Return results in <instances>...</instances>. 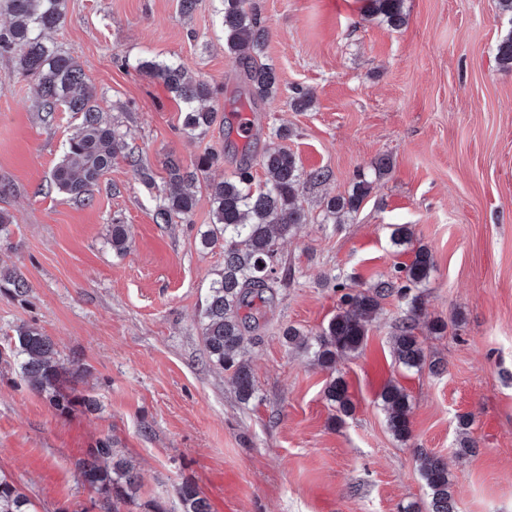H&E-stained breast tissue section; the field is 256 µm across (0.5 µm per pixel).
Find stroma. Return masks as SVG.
<instances>
[{"label":"stroma","mask_w":512,"mask_h":512,"mask_svg":"<svg viewBox=\"0 0 512 512\" xmlns=\"http://www.w3.org/2000/svg\"><path fill=\"white\" fill-rule=\"evenodd\" d=\"M252 2L278 76L276 96L257 105L224 46L219 0H197L187 16L180 0H66L49 38L81 64L129 150L88 204L49 187L78 115L59 112L45 125L31 81L0 59V213L11 218L0 269L29 284L19 298L0 288V339L39 327L64 358L83 360L89 374L77 391L99 403L60 414L0 357V475L38 512H99L102 497L78 466L109 437L140 473L141 500L170 510L189 481L212 512H399L407 503L428 512L414 459L425 448L448 462L456 512H512V70L495 60L512 16L497 0H403L406 23L394 29L367 17V0ZM151 56L178 58L223 88L212 103L221 120L205 136L189 139L179 102L136 70ZM296 87L314 95L306 111L289 105ZM241 114L260 135L254 156L285 124L284 146L302 168L328 174L302 184L308 221L279 248L288 278L245 337L256 389L247 403L204 357L200 312L224 266L221 249L199 244L210 222L205 188L191 223L153 219L170 159L187 165L209 147L224 154L210 178L234 173L243 142L224 125ZM383 158L390 169L359 210L324 223V201L348 194L357 170ZM116 217L131 237L123 255L108 243ZM397 224L434 257L418 292L427 322L447 328L423 326L419 337L444 371L393 368L390 340L405 309L394 298L363 350L335 371L288 348L285 327L313 338L335 314V280L359 288L410 262L391 240ZM335 375L355 404L341 425L324 395ZM392 376L410 394L405 441L378 398ZM462 414L476 450L458 457Z\"/></svg>","instance_id":"obj_1"}]
</instances>
